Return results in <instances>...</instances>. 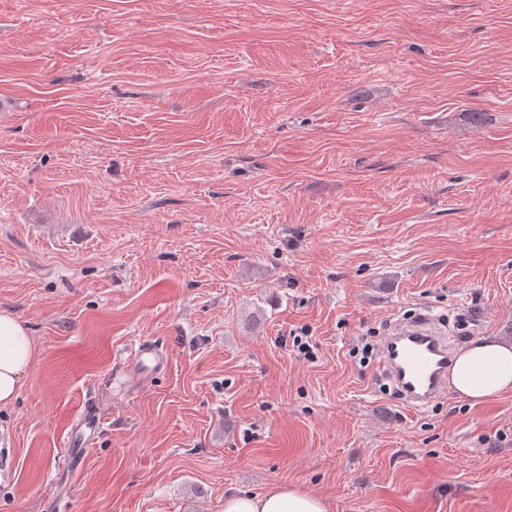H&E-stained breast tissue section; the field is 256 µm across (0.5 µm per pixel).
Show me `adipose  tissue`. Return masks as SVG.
<instances>
[{"label": "adipose tissue", "instance_id": "ef3b65f1", "mask_svg": "<svg viewBox=\"0 0 512 512\" xmlns=\"http://www.w3.org/2000/svg\"><path fill=\"white\" fill-rule=\"evenodd\" d=\"M34 356L26 327L12 313L0 310V406L17 397ZM449 383L475 405L512 392V341L495 336L469 341L455 360ZM224 512H329V505L320 496L282 485L261 494H226Z\"/></svg>", "mask_w": 512, "mask_h": 512}]
</instances>
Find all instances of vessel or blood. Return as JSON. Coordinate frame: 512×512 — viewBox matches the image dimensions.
Instances as JSON below:
<instances>
[{"label":"vessel or blood","mask_w":512,"mask_h":512,"mask_svg":"<svg viewBox=\"0 0 512 512\" xmlns=\"http://www.w3.org/2000/svg\"><path fill=\"white\" fill-rule=\"evenodd\" d=\"M134 357L138 373L145 377L163 370L167 362L163 352L150 345L139 346ZM453 361L452 340L427 317L395 321L382 339L380 371L414 409L428 407L446 392ZM99 429L95 410L83 408L78 428L66 443L70 457L85 454L88 433Z\"/></svg>","instance_id":"b4317fda"}]
</instances>
